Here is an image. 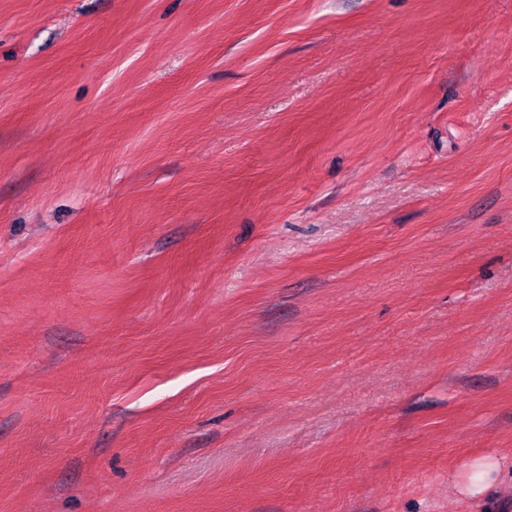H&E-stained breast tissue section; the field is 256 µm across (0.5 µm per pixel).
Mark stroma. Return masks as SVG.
I'll use <instances>...</instances> for the list:
<instances>
[{"label": "stroma", "mask_w": 512, "mask_h": 512, "mask_svg": "<svg viewBox=\"0 0 512 512\" xmlns=\"http://www.w3.org/2000/svg\"><path fill=\"white\" fill-rule=\"evenodd\" d=\"M0 512H512V0H0ZM502 468V462L497 458L483 457L473 460L466 467L465 481L454 488L470 500L479 501L494 485Z\"/></svg>", "instance_id": "35a3bbf8"}]
</instances>
